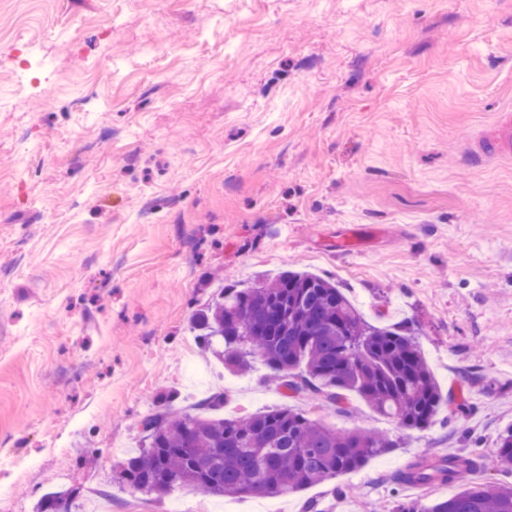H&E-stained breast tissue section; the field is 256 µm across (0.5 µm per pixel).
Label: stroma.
Returning a JSON list of instances; mask_svg holds the SVG:
<instances>
[{
	"label": "stroma",
	"mask_w": 512,
	"mask_h": 512,
	"mask_svg": "<svg viewBox=\"0 0 512 512\" xmlns=\"http://www.w3.org/2000/svg\"><path fill=\"white\" fill-rule=\"evenodd\" d=\"M508 105L512 0H0V512L70 487L71 512H394L445 493L396 483L422 454L512 485V165L466 159ZM285 270L409 321L469 412L400 430L355 395L301 402L394 446L282 496L120 484L140 416L205 396L192 367L217 370L225 417L283 404L190 317L215 280Z\"/></svg>",
	"instance_id": "35a3bbf8"
}]
</instances>
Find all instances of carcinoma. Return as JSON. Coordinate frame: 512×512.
<instances>
[{"label":"carcinoma","instance_id":"carcinoma-1","mask_svg":"<svg viewBox=\"0 0 512 512\" xmlns=\"http://www.w3.org/2000/svg\"><path fill=\"white\" fill-rule=\"evenodd\" d=\"M200 347L224 341L216 356L239 372L254 358L271 370L283 398L325 400L343 408L353 393L400 429H424L448 405L406 324L366 321L335 283L287 270L251 288H224L190 320ZM226 396L216 391L190 413L160 399L142 415L138 452L118 465L119 482L163 495L188 487L211 497L266 498L322 484L362 467L394 447L366 430L337 431L286 404L243 418L221 415ZM500 464L512 469V427L496 442ZM471 455L420 456L399 475L403 484H456L451 496L425 507L401 503L397 512H512V487L470 480ZM80 495H44L38 512H69Z\"/></svg>","mask_w":512,"mask_h":512}]
</instances>
